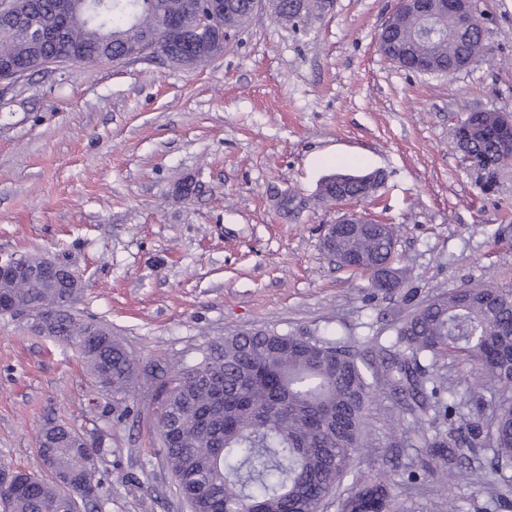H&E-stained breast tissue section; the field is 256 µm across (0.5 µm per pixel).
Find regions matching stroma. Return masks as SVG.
Wrapping results in <instances>:
<instances>
[{
	"mask_svg": "<svg viewBox=\"0 0 512 512\" xmlns=\"http://www.w3.org/2000/svg\"><path fill=\"white\" fill-rule=\"evenodd\" d=\"M397 0H335L311 24L259 10L223 57L52 66L0 84V255L58 259L80 276L81 314L108 323L148 367L195 362L251 329L335 339L379 363L408 311L321 246L357 210L397 230L396 265L416 300L468 285L512 292V162L490 185L453 144L472 107L512 115V0H474L486 55L452 75L399 67L377 34ZM381 172L370 198L309 201L336 170ZM195 186L182 197V184ZM306 207L280 215L283 193ZM472 411L483 378L439 360ZM157 386L121 401L93 387L77 355L0 315V462L44 468L37 429L64 419L105 442L106 512H186L157 435ZM354 477L385 472L397 512H512L490 506L499 476L445 480L423 438L441 424L379 390ZM419 475L407 483V470Z\"/></svg>",
	"mask_w": 512,
	"mask_h": 512,
	"instance_id": "obj_1",
	"label": "stroma"
}]
</instances>
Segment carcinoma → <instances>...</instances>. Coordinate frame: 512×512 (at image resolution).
Segmentation results:
<instances>
[{
  "mask_svg": "<svg viewBox=\"0 0 512 512\" xmlns=\"http://www.w3.org/2000/svg\"><path fill=\"white\" fill-rule=\"evenodd\" d=\"M9 0L14 20H0V65L13 63L25 74L47 63H90L100 57L118 62L128 48H148V57L185 68L204 67L224 55L230 38L251 20V0H224V13L209 15V0H108L87 16L83 0ZM327 0H280L275 18L306 25L327 12ZM178 18L187 33L212 31L201 43L170 45V22ZM37 24L62 27L53 41L35 38ZM453 16L438 26L416 11L397 8L382 25L379 45L404 66L421 59L447 75L486 54L484 33L454 32ZM467 141L491 171L507 161L484 129L501 123L488 110L476 117ZM363 176L336 172L319 186L317 198L337 203L364 197ZM390 224H353L330 242L328 253L343 267L369 274L370 287L396 294L403 277L379 278L395 261ZM79 288H38L29 283H0V295L20 307L57 313L54 339L79 355L100 390L114 398L134 397L140 379L137 360L122 341L100 332L103 325L79 317ZM395 340L382 348L381 366L367 376L350 346L331 339L274 330H250L209 343L201 359L174 370L164 385L158 434L165 463L188 512H321L332 497L339 512H394L391 480L373 475L342 489L367 436L365 412L384 383L410 409L459 414L461 424L443 437L424 438L439 449L441 467L470 469L482 448L488 468L498 473L512 464V294L489 285L457 288L418 303L394 327ZM470 361L489 377V397L475 391V402L490 410L474 419L448 403V388L430 369L440 359ZM38 452L48 477L0 465V501L5 512H79L88 504L104 512L110 501L107 478L99 470L105 448H87L63 420L38 431Z\"/></svg>",
  "mask_w": 512,
  "mask_h": 512,
  "instance_id": "cac0c4a2",
  "label": "carcinoma"
}]
</instances>
